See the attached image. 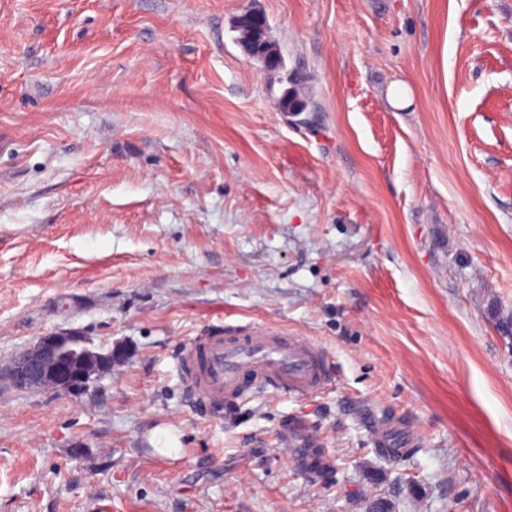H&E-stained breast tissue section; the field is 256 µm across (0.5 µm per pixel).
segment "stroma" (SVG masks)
I'll use <instances>...</instances> for the list:
<instances>
[{
	"label": "stroma",
	"instance_id": "obj_1",
	"mask_svg": "<svg viewBox=\"0 0 512 512\" xmlns=\"http://www.w3.org/2000/svg\"><path fill=\"white\" fill-rule=\"evenodd\" d=\"M248 10L281 73L238 44ZM491 300L512 0H0V364L59 327L122 351L77 398L0 391V512H512ZM220 322L315 341L330 385L206 414L176 357Z\"/></svg>",
	"mask_w": 512,
	"mask_h": 512
}]
</instances>
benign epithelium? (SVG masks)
Segmentation results:
<instances>
[{"mask_svg":"<svg viewBox=\"0 0 512 512\" xmlns=\"http://www.w3.org/2000/svg\"><path fill=\"white\" fill-rule=\"evenodd\" d=\"M238 42L247 54L275 73L283 63L268 38L265 16L248 10L235 19ZM278 109L292 116L307 111L308 104L294 99L292 88L284 90ZM112 372V356L100 352L83 329L53 330L17 353L0 368V383L20 392L51 390L61 396L86 393Z\"/></svg>","mask_w":512,"mask_h":512,"instance_id":"benign-epithelium-1","label":"benign epithelium"}]
</instances>
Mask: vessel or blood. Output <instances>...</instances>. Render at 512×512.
Here are the masks:
<instances>
[{
	"label": "vessel or blood",
	"instance_id": "obj_1",
	"mask_svg": "<svg viewBox=\"0 0 512 512\" xmlns=\"http://www.w3.org/2000/svg\"><path fill=\"white\" fill-rule=\"evenodd\" d=\"M176 367L188 393L217 412L250 389L297 397L319 393L331 372L322 347L305 337L230 323L204 326L183 346Z\"/></svg>",
	"mask_w": 512,
	"mask_h": 512
}]
</instances>
